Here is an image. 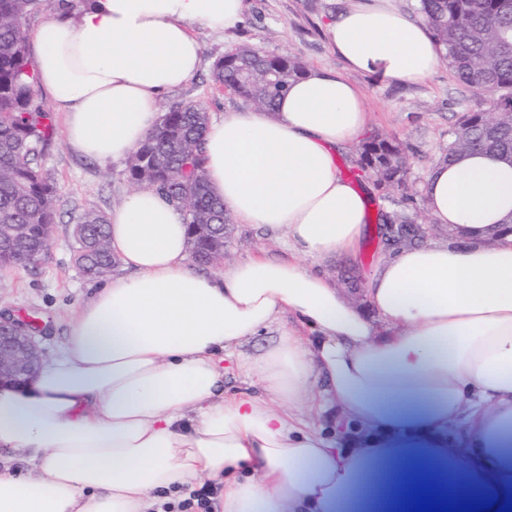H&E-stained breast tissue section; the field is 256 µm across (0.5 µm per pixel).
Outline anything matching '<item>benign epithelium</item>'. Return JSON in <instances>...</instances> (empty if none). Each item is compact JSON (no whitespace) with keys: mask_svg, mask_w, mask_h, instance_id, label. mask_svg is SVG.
<instances>
[{"mask_svg":"<svg viewBox=\"0 0 512 512\" xmlns=\"http://www.w3.org/2000/svg\"><path fill=\"white\" fill-rule=\"evenodd\" d=\"M387 246L412 231L409 224H385ZM45 364L32 328L23 320L0 316V387L31 379Z\"/></svg>","mask_w":512,"mask_h":512,"instance_id":"benign-epithelium-1","label":"benign epithelium"}]
</instances>
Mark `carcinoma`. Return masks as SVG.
Listing matches in <instances>:
<instances>
[{
	"label": "carcinoma",
	"instance_id": "1",
	"mask_svg": "<svg viewBox=\"0 0 512 512\" xmlns=\"http://www.w3.org/2000/svg\"><path fill=\"white\" fill-rule=\"evenodd\" d=\"M41 0H0V268L37 263L50 245L58 192L40 160L52 128L51 113L35 102L36 79L28 59V16ZM417 12L454 79L479 93L474 108L457 122L444 159L467 152L498 157L512 153V0H417ZM304 62L239 45L219 59L213 81L244 102L272 108ZM209 112L193 102L164 108L145 140L126 160L128 181L172 202L184 223L212 229L188 234L193 261L208 266L224 257V230L233 223L215 197L203 168ZM358 166L378 172L379 185L400 187L408 170L402 144L372 135L359 149ZM75 263L97 280L117 266L108 220L87 208L72 218Z\"/></svg>",
	"mask_w": 512,
	"mask_h": 512
}]
</instances>
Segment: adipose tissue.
Masks as SVG:
<instances>
[{
    "instance_id": "obj_1",
    "label": "adipose tissue",
    "mask_w": 512,
    "mask_h": 512,
    "mask_svg": "<svg viewBox=\"0 0 512 512\" xmlns=\"http://www.w3.org/2000/svg\"><path fill=\"white\" fill-rule=\"evenodd\" d=\"M243 10L244 0H92L46 23L34 73L71 147L128 156L159 98L198 68L192 27L226 28ZM327 37L350 69L388 81L439 63L427 26L391 0H349ZM366 123L358 87L324 71L295 80L273 109L210 123L214 194L240 223L287 229L298 259L260 255L204 275L161 194L139 190L113 210L124 275L81 304L57 359L0 389V448L34 468L0 474V512H149L161 493L204 479L221 487L220 512H351L383 464L377 512H397L424 480L463 499L512 500V164L481 152L432 164L426 203L449 238L380 262L366 284L370 318L311 267L357 256L366 234L367 198L333 154ZM283 313L309 336L244 357L261 390L225 396L216 355ZM315 401L337 413L352 450L298 417Z\"/></svg>"
}]
</instances>
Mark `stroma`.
<instances>
[{
  "mask_svg": "<svg viewBox=\"0 0 512 512\" xmlns=\"http://www.w3.org/2000/svg\"><path fill=\"white\" fill-rule=\"evenodd\" d=\"M240 23L224 30L194 28L201 45V62L192 78L162 98L163 103L193 101L211 117L245 109L237 96L213 83L215 63L225 52L248 44L269 54H290L306 62L310 70L347 73L362 91L369 115L366 134H382L400 140L409 159L406 183L384 189L375 178L364 176L352 186L368 197V229H375L378 212L406 210L416 213L426 241L447 239L446 228L430 221L424 186L430 166L452 141L459 117L475 102L471 88L457 83L446 62L424 79L412 83L382 82L366 72L347 71L344 61L326 38L327 26L336 20L347 0H244ZM55 133L41 163L59 192L58 222L50 246L41 261L30 267L0 269V314L34 315L41 327L36 339L46 358H53L67 334L69 322L93 291L74 264L75 241L72 215L94 208L111 213L132 193L124 161L101 162L75 151L67 141L61 113H54ZM265 255L285 260L294 257L285 231L273 232L254 224H234L222 263L207 267L210 275L226 266ZM380 255L371 239H364L360 260L336 254L320 260V270L355 308L368 309L366 281Z\"/></svg>",
  "mask_w": 512,
  "mask_h": 512,
  "instance_id": "1",
  "label": "stroma"
}]
</instances>
